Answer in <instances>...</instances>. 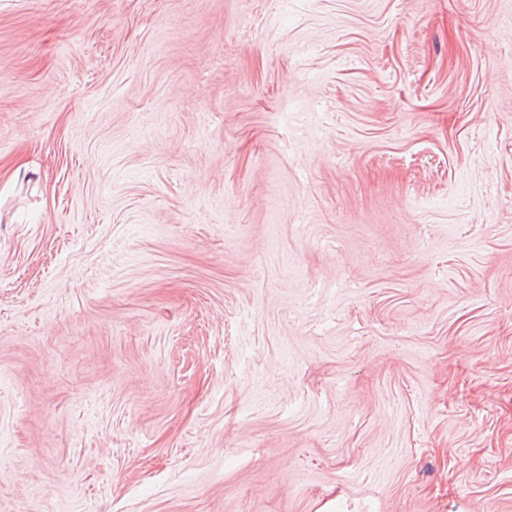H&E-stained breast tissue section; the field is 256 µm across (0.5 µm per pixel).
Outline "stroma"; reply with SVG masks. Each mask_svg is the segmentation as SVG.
I'll use <instances>...</instances> for the list:
<instances>
[{
    "label": "stroma",
    "instance_id": "35a3bbf8",
    "mask_svg": "<svg viewBox=\"0 0 512 512\" xmlns=\"http://www.w3.org/2000/svg\"><path fill=\"white\" fill-rule=\"evenodd\" d=\"M0 512H512V0H0Z\"/></svg>",
    "mask_w": 512,
    "mask_h": 512
}]
</instances>
